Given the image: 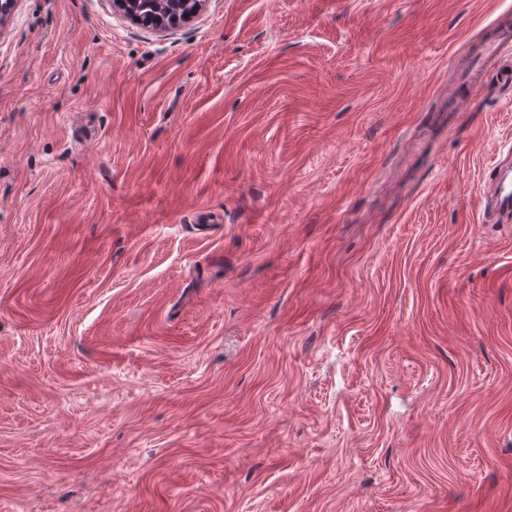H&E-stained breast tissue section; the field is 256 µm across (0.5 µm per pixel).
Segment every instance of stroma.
<instances>
[{
    "label": "stroma",
    "mask_w": 512,
    "mask_h": 512,
    "mask_svg": "<svg viewBox=\"0 0 512 512\" xmlns=\"http://www.w3.org/2000/svg\"><path fill=\"white\" fill-rule=\"evenodd\" d=\"M505 0L0 26V512H512ZM487 183L492 188L490 210L498 215L512 214V166L511 163H499L492 168Z\"/></svg>",
    "instance_id": "35a3bbf8"
}]
</instances>
